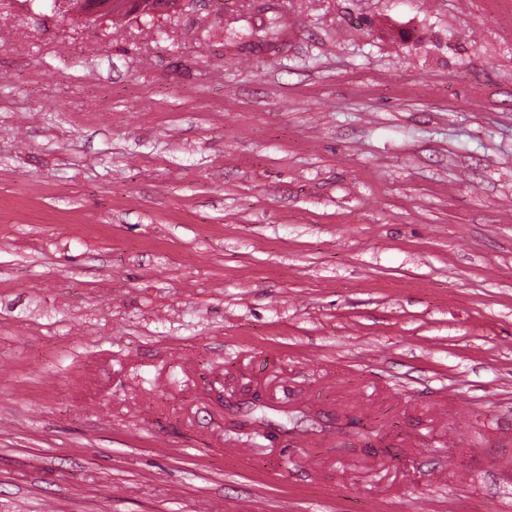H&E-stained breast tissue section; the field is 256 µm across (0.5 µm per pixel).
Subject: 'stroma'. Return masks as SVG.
<instances>
[{
    "label": "stroma",
    "instance_id": "1",
    "mask_svg": "<svg viewBox=\"0 0 512 512\" xmlns=\"http://www.w3.org/2000/svg\"><path fill=\"white\" fill-rule=\"evenodd\" d=\"M1 25L0 512H512V0Z\"/></svg>",
    "mask_w": 512,
    "mask_h": 512
}]
</instances>
